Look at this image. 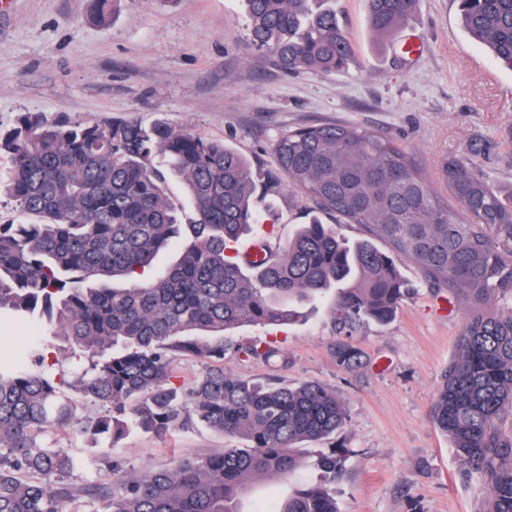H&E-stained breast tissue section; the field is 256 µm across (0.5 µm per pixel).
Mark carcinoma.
Listing matches in <instances>:
<instances>
[{
    "label": "carcinoma",
    "mask_w": 512,
    "mask_h": 512,
    "mask_svg": "<svg viewBox=\"0 0 512 512\" xmlns=\"http://www.w3.org/2000/svg\"><path fill=\"white\" fill-rule=\"evenodd\" d=\"M470 36L512 69V0H458ZM253 44L294 72L343 73L352 44L332 0H247ZM374 34L403 28L420 0H367ZM274 153L284 182L365 228L349 240L314 217L261 258L232 255L259 223L261 175L237 149L163 119L145 128L22 114L0 133L9 167L0 193L38 224H0V322L33 321L85 362L73 380L48 361L42 339L0 362V512H243L259 477L296 478L298 444L343 428L347 410L316 381L288 386L224 373L225 333L303 318L291 305L331 297L336 362L360 365V326L392 320L409 294L398 263L415 264L436 292L466 311L454 360L430 409L462 475L487 489L481 512H512V188H493L469 161L442 158L450 208L415 159L360 126L313 124L283 132ZM181 185V194L169 189ZM382 242L383 250L377 246ZM248 360L283 359L272 342L236 347ZM205 366L191 387L172 362ZM101 406L81 415L70 391ZM242 442L171 469L121 475L117 488L77 485L78 470L108 463L115 439L165 436L190 415ZM86 440L75 456L53 432ZM343 455L323 454L318 482L255 512H339ZM93 507H79L82 499Z\"/></svg>",
    "instance_id": "obj_1"
}]
</instances>
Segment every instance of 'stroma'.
Returning a JSON list of instances; mask_svg holds the SVG:
<instances>
[{
	"mask_svg": "<svg viewBox=\"0 0 512 512\" xmlns=\"http://www.w3.org/2000/svg\"><path fill=\"white\" fill-rule=\"evenodd\" d=\"M336 11L355 55L348 70L326 75L283 72L251 47L246 0H118L104 23L95 0H10L0 11V130L25 112L103 126L147 127L163 118L232 145L268 175L278 171L273 143L283 130L355 124L411 153L433 186L441 184L440 159L458 155L495 187H512V69L470 39L456 0H421L402 32L422 52L404 62L396 38L383 42L372 32L365 0H336ZM260 214L245 244L286 242L314 216L349 238L364 234L285 185L267 195ZM400 272L411 292L396 316L352 338L366 356L362 367L337 365L328 303L317 300L301 305L302 321L229 333L233 345L274 342L284 354L277 367L230 350L224 371L289 385L317 381L345 402L342 429L297 448L313 482L319 454L344 453L339 512H481L484 485L461 479L453 449L428 416L465 314L434 296L412 263ZM227 443L192 420L163 437L130 433L109 456L122 472L141 474Z\"/></svg>",
	"mask_w": 512,
	"mask_h": 512,
	"instance_id": "35a3bbf8",
	"label": "stroma"
}]
</instances>
